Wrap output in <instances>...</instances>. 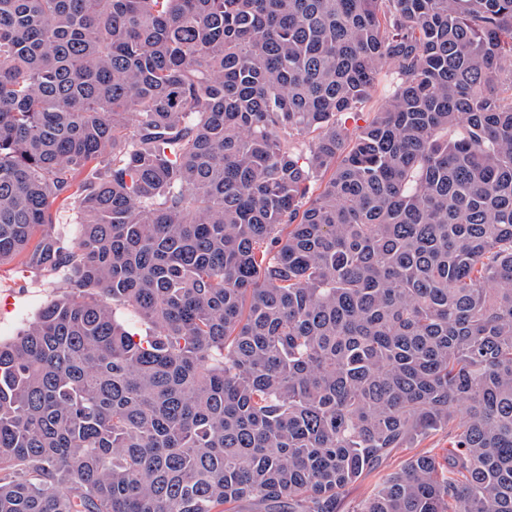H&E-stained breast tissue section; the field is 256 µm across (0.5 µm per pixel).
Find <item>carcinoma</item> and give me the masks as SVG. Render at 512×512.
<instances>
[{
  "label": "carcinoma",
  "instance_id": "cac0c4a2",
  "mask_svg": "<svg viewBox=\"0 0 512 512\" xmlns=\"http://www.w3.org/2000/svg\"><path fill=\"white\" fill-rule=\"evenodd\" d=\"M17 259L0 512H512V0H0ZM394 68L391 64H386L380 75V82L377 88V93L374 95L372 101L366 104L365 111L363 112V118L366 119L372 112H375L381 104V100L379 96L384 93L389 92L394 85L396 74L394 73ZM67 272L36 276L20 262L0 268V342L18 336L47 302L67 291ZM448 447V434L438 432L425 438L416 448H405L397 451L386 463V470H395L402 467L413 455L428 452H442V448ZM377 477L374 474L365 475L350 485L342 499V512H352L374 488Z\"/></svg>",
  "mask_w": 512,
  "mask_h": 512
}]
</instances>
